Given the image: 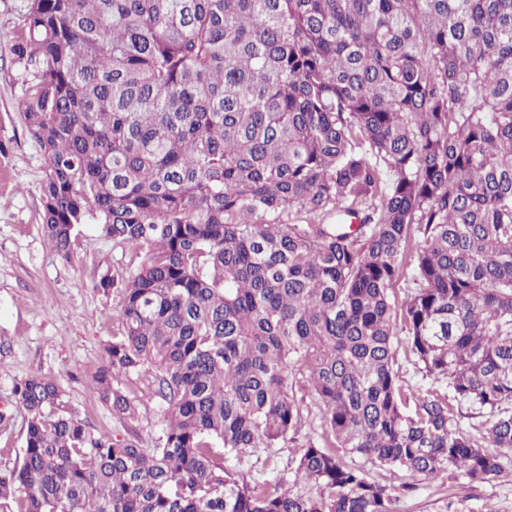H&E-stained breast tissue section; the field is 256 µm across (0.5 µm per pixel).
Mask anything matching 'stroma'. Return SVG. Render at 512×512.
Segmentation results:
<instances>
[{"label":"stroma","instance_id":"obj_1","mask_svg":"<svg viewBox=\"0 0 512 512\" xmlns=\"http://www.w3.org/2000/svg\"><path fill=\"white\" fill-rule=\"evenodd\" d=\"M27 0H0V468L13 465L23 448L26 414L17 408L13 386L31 374L56 380L64 399L99 432L125 429L90 389V377L103 347L119 327L120 298L98 292L104 270L130 272L141 252L114 244L98 225L84 224L64 260L40 233V187L45 158L18 118L30 76L10 54L24 26ZM300 448L299 442L259 450L238 472L245 479H275ZM402 512H512V459L489 482L468 486L463 478L422 480L404 496Z\"/></svg>","mask_w":512,"mask_h":512}]
</instances>
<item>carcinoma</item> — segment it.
Segmentation results:
<instances>
[{"label":"carcinoma","instance_id":"1","mask_svg":"<svg viewBox=\"0 0 512 512\" xmlns=\"http://www.w3.org/2000/svg\"><path fill=\"white\" fill-rule=\"evenodd\" d=\"M10 52L43 238L67 259L92 221L145 260L94 285L122 305L92 391L129 432L93 431L47 377L16 383L0 512H400L352 457L502 472L512 0H28ZM400 335L428 387L402 384ZM299 374L330 446L240 478L228 462L304 427ZM121 375L165 403L150 446Z\"/></svg>","mask_w":512,"mask_h":512}]
</instances>
